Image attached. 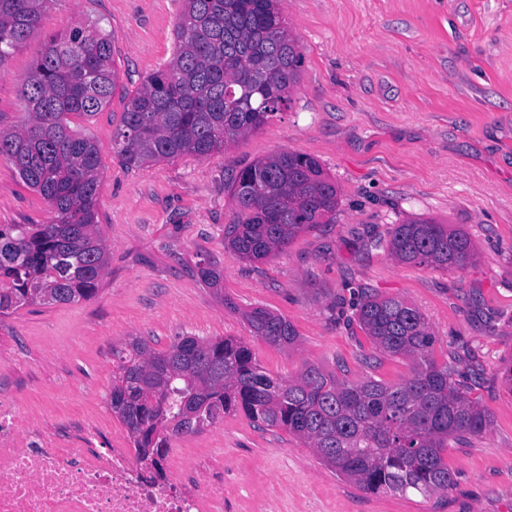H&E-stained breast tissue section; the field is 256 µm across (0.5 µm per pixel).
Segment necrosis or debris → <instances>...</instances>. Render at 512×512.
Instances as JSON below:
<instances>
[{"label":"necrosis or debris","mask_w":512,"mask_h":512,"mask_svg":"<svg viewBox=\"0 0 512 512\" xmlns=\"http://www.w3.org/2000/svg\"><path fill=\"white\" fill-rule=\"evenodd\" d=\"M0 512H224V480L161 484L127 448L0 446Z\"/></svg>","instance_id":"necrosis-or-debris-1"}]
</instances>
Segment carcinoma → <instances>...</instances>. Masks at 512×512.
Instances as JSON below:
<instances>
[{"label": "carcinoma", "mask_w": 512, "mask_h": 512, "mask_svg": "<svg viewBox=\"0 0 512 512\" xmlns=\"http://www.w3.org/2000/svg\"><path fill=\"white\" fill-rule=\"evenodd\" d=\"M48 0H0V68L42 24ZM172 58L128 101L113 142L126 164L146 167L184 155L207 157L261 128L287 106L303 54L277 0H184ZM112 36L74 26L46 42L23 79L21 127L0 130V157L50 205L48 224H0V316L36 302L92 299L107 265L98 231L100 156L70 126L115 94ZM236 205L226 245L259 261L303 232L336 222L340 190L314 157L282 152L257 159L226 183ZM395 260L459 270L474 258L470 236L432 218L394 225L385 242ZM201 280L220 274L197 263ZM252 334L287 348L297 342L285 318L255 307L243 313ZM360 328L384 354L414 362L396 385L356 383L307 364L293 379L271 376L251 347L233 337L180 336L163 351L143 338L112 348V411L127 426L141 462L167 454L170 439L242 414L313 448L336 476L373 494L445 492L450 442L479 437L491 417L454 381L456 366L429 358L435 339L408 302L366 294Z\"/></svg>", "instance_id": "carcinoma-1"}]
</instances>
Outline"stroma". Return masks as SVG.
<instances>
[{
	"mask_svg": "<svg viewBox=\"0 0 512 512\" xmlns=\"http://www.w3.org/2000/svg\"><path fill=\"white\" fill-rule=\"evenodd\" d=\"M304 54L289 105L205 158L122 164L112 141L129 98L170 59L182 0H49L41 27L0 69V128L24 118L20 86L50 36L76 25L111 34L120 85L72 124L99 149L101 236L108 265L96 296L32 304L0 318V411L17 446L128 448L113 413L112 348L142 337L247 342L272 376L312 363L357 382L408 378L410 360L383 354L353 320L362 293L417 307L437 363L492 419L450 444L454 483L428 497L372 494L326 468L287 432L229 415L173 439L184 465L224 477V512H512V0H279ZM295 151L318 159L341 189L336 221L266 260L224 245L235 203L225 183L255 159ZM49 204L0 159V224H46ZM412 217L463 229L476 255L459 271L394 261L378 239ZM219 289L197 275L200 260ZM283 315L291 349L254 337L242 311Z\"/></svg>",
	"mask_w": 512,
	"mask_h": 512,
	"instance_id": "1",
	"label": "stroma"
}]
</instances>
